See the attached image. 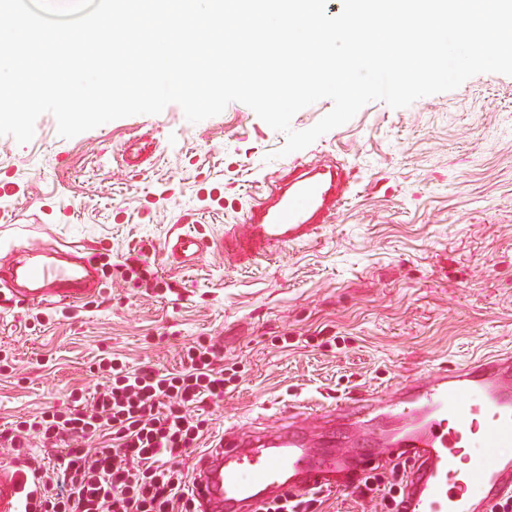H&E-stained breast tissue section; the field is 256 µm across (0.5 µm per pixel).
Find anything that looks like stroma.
<instances>
[{
	"label": "stroma",
	"instance_id": "stroma-1",
	"mask_svg": "<svg viewBox=\"0 0 512 512\" xmlns=\"http://www.w3.org/2000/svg\"><path fill=\"white\" fill-rule=\"evenodd\" d=\"M143 134L154 157L122 163ZM285 143L240 102L198 123L172 103L70 139L45 113L30 142L0 136V267L53 248L99 270L83 305L0 312V429L94 393L104 354L172 371L200 336L237 370L205 409L204 450L229 426L273 431L304 404L388 395L512 351V76L477 74L400 109L370 102L277 159ZM329 158L350 176L347 202L309 237L251 264L217 250L189 268L169 259L176 226L245 234L251 197L281 162ZM131 254L159 287L113 276Z\"/></svg>",
	"mask_w": 512,
	"mask_h": 512
}]
</instances>
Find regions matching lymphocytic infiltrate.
Segmentation results:
<instances>
[{
    "label": "lymphocytic infiltrate",
    "instance_id": "lymphocytic-infiltrate-1",
    "mask_svg": "<svg viewBox=\"0 0 512 512\" xmlns=\"http://www.w3.org/2000/svg\"><path fill=\"white\" fill-rule=\"evenodd\" d=\"M108 374L101 392L78 397L76 408L48 411L0 432V442L36 478L37 512H197L187 473L176 467L204 434L202 404L224 397L225 369L206 338L186 346L174 371L131 370L118 358L97 364ZM100 437V448L78 439ZM63 449L48 465L30 453L31 440ZM405 464L377 466L358 476L361 495L379 496L383 512H399Z\"/></svg>",
    "mask_w": 512,
    "mask_h": 512
}]
</instances>
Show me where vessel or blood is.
<instances>
[{"instance_id": "vessel-or-blood-1", "label": "vessel or blood", "mask_w": 512, "mask_h": 512, "mask_svg": "<svg viewBox=\"0 0 512 512\" xmlns=\"http://www.w3.org/2000/svg\"><path fill=\"white\" fill-rule=\"evenodd\" d=\"M344 172L324 163L286 166L252 197L246 235L226 231L224 251L246 259L266 256L328 223L346 201ZM210 243L194 230L170 236L164 248L183 267ZM98 268L91 259L67 265L38 259L0 273V304H79L94 294ZM335 415H375L372 429L351 436L329 426L328 450L312 453L304 432L289 422L279 434L225 428L200 457L194 497L201 512H256L267 499L301 492L336 475L372 469L381 456L406 463L400 512H490L512 495V354L496 353L469 364L405 381L388 399L365 392L338 401ZM33 479L19 464L0 463V512H32Z\"/></svg>"}]
</instances>
